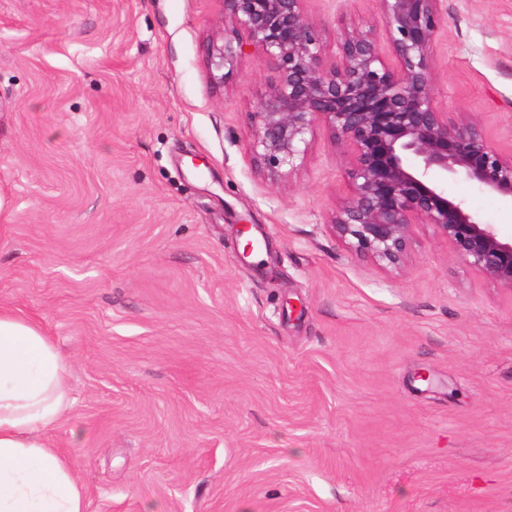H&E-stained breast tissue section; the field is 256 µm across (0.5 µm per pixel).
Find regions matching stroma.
Returning <instances> with one entry per match:
<instances>
[{"mask_svg":"<svg viewBox=\"0 0 512 512\" xmlns=\"http://www.w3.org/2000/svg\"><path fill=\"white\" fill-rule=\"evenodd\" d=\"M440 9L438 106L511 155L512 0ZM304 10L330 54L341 22L384 30L379 0ZM223 34L220 0H0V306L65 357L86 512H512V291L426 224L401 270L350 253L322 130L264 177L278 74L254 53L214 85ZM448 193L512 237L511 206Z\"/></svg>","mask_w":512,"mask_h":512,"instance_id":"1","label":"stroma"}]
</instances>
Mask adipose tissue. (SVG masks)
<instances>
[{"label": "adipose tissue", "instance_id": "1", "mask_svg": "<svg viewBox=\"0 0 512 512\" xmlns=\"http://www.w3.org/2000/svg\"><path fill=\"white\" fill-rule=\"evenodd\" d=\"M75 406L57 344L0 308V512H85L84 492L51 432Z\"/></svg>", "mask_w": 512, "mask_h": 512}]
</instances>
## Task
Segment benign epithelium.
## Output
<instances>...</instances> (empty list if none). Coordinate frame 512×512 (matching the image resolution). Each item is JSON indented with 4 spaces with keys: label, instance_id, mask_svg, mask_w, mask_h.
<instances>
[{
    "label": "benign epithelium",
    "instance_id": "7a95c632",
    "mask_svg": "<svg viewBox=\"0 0 512 512\" xmlns=\"http://www.w3.org/2000/svg\"><path fill=\"white\" fill-rule=\"evenodd\" d=\"M221 2L224 26L244 30L278 72L254 112L251 139L269 179L297 171L308 136L321 129L348 165L349 191L329 228L351 252L399 270L413 227L428 224L467 266L512 291V240L448 196L451 177L512 203V156L491 147L477 122L453 120L436 104L440 0H379L393 67L382 60L378 36L359 26L340 33L329 59L304 0ZM243 55L230 39L212 43V81L223 84Z\"/></svg>",
    "mask_w": 512,
    "mask_h": 512
}]
</instances>
